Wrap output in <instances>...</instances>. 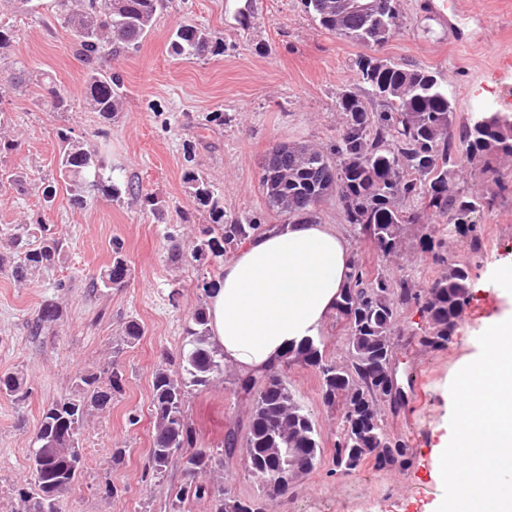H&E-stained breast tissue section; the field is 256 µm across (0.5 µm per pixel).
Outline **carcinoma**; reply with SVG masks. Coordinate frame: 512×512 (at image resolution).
Returning <instances> with one entry per match:
<instances>
[{
    "mask_svg": "<svg viewBox=\"0 0 512 512\" xmlns=\"http://www.w3.org/2000/svg\"><path fill=\"white\" fill-rule=\"evenodd\" d=\"M375 2V13L363 18L349 10V0H304L322 29L372 53L360 55L355 62L357 86L336 94V111L344 114V121L327 147L302 144L266 155L259 185L267 208L289 224L316 221L318 206L334 195L346 222L385 258L399 252L408 225L422 224L427 217L455 225L470 237L472 250L479 251L482 238L472 216L488 201L460 192L456 179L480 162L482 174L490 175L500 190L508 189L504 173L492 166V160L512 157V113L475 114L464 124L459 140L452 141L454 109L448 86L426 68L399 65L373 54L401 29V12L394 8V0ZM169 4L171 0H87L77 7L73 0H57L85 70L84 100L103 124L111 123L123 110L124 91L120 76L106 71L102 61L116 43L127 48L138 45ZM170 46L177 56L224 52V44L213 39L208 29L193 25L178 28ZM58 137L62 142L59 178L72 205H84L90 195L115 200L124 191H135L131 185L120 188L106 173L105 160L86 144L64 130ZM184 179L190 195L209 216L191 253L198 265L263 230L255 218L245 223L227 218L215 190L199 172L190 170ZM28 231L39 237L40 244L26 251L23 264L14 270L17 276L27 267L54 264L63 247L44 224ZM420 247L433 263L447 266L446 273L424 291L412 288L406 277L392 282L379 275L371 280L362 262L353 259L351 280L337 308L348 336L347 365L338 367L325 360L323 352H313L303 343L286 353V365L298 362L318 368L323 404L341 406L334 459L346 473L368 458L379 469L409 465L406 442L385 433L377 411L378 402L392 390L391 347L398 311L416 308L426 319V325L414 333L418 343L430 351H442L452 342L470 295L469 268L444 257L441 239L434 232L421 237ZM112 254V265L101 283L106 288H123L128 264L120 241H113ZM222 375L224 356L210 341L207 311L200 306L185 325L178 366L164 362L152 374L154 434L145 473L160 479L178 457L189 478L169 500V512H184L191 497L208 500L210 512H271L273 504L320 460V439L310 413L277 369L260 379L241 376L236 381L241 391L253 396L242 451L262 495L244 499L222 486L197 482L198 475L213 468L215 456L203 448L188 451L192 436L183 400L190 388L207 387ZM122 380L115 360L102 371L81 372L76 386L82 395L61 397L43 410L31 464L33 488L21 492L25 503L58 500L69 492L82 468L79 439L86 408L107 406L112 394L122 390ZM0 393L17 401L27 398L13 374L0 376ZM50 428L70 452L46 445Z\"/></svg>",
    "mask_w": 512,
    "mask_h": 512,
    "instance_id": "obj_1",
    "label": "carcinoma"
}]
</instances>
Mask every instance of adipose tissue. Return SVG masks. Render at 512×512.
Masks as SVG:
<instances>
[{"instance_id":"obj_1","label":"adipose tissue","mask_w":512,"mask_h":512,"mask_svg":"<svg viewBox=\"0 0 512 512\" xmlns=\"http://www.w3.org/2000/svg\"><path fill=\"white\" fill-rule=\"evenodd\" d=\"M352 260L331 224H283L246 240L208 288L210 336L225 365L245 375L281 367L335 315Z\"/></svg>"}]
</instances>
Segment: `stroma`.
Returning a JSON list of instances; mask_svg holds the SVG:
<instances>
[{
  "label": "stroma",
  "instance_id": "stroma-1",
  "mask_svg": "<svg viewBox=\"0 0 512 512\" xmlns=\"http://www.w3.org/2000/svg\"><path fill=\"white\" fill-rule=\"evenodd\" d=\"M431 2L399 0L403 27L380 54L435 71L453 96L458 129L483 106L491 80L512 88V0H448L444 12ZM243 12L250 16L246 29L238 21ZM185 24L207 28L223 42V54H171V37ZM0 26L13 33L0 56V139L15 145L0 153V175L15 179L0 184V374L16 373L29 391L18 402L0 394V512H24L18 490L32 480L30 457L43 409L75 393L78 372L103 370L115 358L124 370L122 390L105 409L87 415L80 440L84 466L60 510L167 512L185 476L176 464L159 480L145 474L153 439L152 373L162 361H179L184 327L206 303L203 272L190 254L208 213L198 208L183 176L197 169L230 217L283 224L260 192L261 161L276 143L322 147L332 141L343 121L336 94L355 86L354 62L363 49L326 33L301 0H174L137 49L118 45L106 59L105 69L122 79L125 103L105 126L84 103L83 68L54 0H0ZM16 67L30 74L19 87L9 79ZM44 75L68 95V111L44 105ZM62 129L97 150L120 182L156 195L160 210L127 194L114 201L92 197L76 207L62 190L46 203L42 191L58 178ZM457 185L492 200L478 220L481 251H473L455 225L433 229L449 260L468 266L470 298L452 343L442 351L417 343L413 331L421 317L415 309L398 312L392 364L406 385L405 403L397 410L379 407L385 432L406 441L409 466L378 469L368 463L348 474L338 471L339 411L323 404L315 368L290 364L284 370L288 386L308 409L322 453L273 512H433L443 498L436 461L450 433L449 386L458 369L479 354L477 338L486 322L512 308V284L495 277L512 263V192L499 191L480 173L463 174ZM39 219L62 239L61 255L52 266L16 277L15 266L38 241L28 238L21 247L15 237ZM319 219L337 225L353 255L387 279L405 276L424 289L443 273L418 247L428 225H409L401 251L385 258L346 223L336 198L320 205ZM116 239L128 260L129 281L106 288L99 275L112 264ZM60 280L69 281V288L58 289ZM48 302L59 318L43 324L39 311ZM131 320L143 334L126 345L122 339ZM119 343L124 349L117 357L113 349ZM237 376L229 366L208 387L189 390L183 412L196 447L217 453L200 482L218 480L248 498L258 495L259 486L242 453L221 452L229 429L242 437L248 431L252 398L238 391ZM116 448L126 451L117 466ZM108 483L118 487L117 496L105 494Z\"/></svg>",
  "mask_w": 512,
  "mask_h": 512
}]
</instances>
